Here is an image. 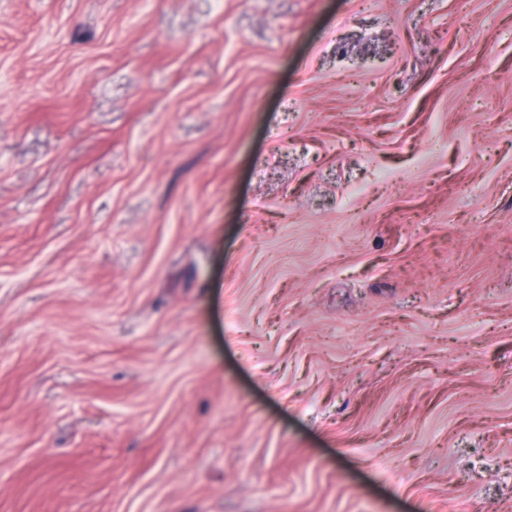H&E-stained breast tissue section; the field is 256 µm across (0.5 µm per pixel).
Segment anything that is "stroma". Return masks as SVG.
Segmentation results:
<instances>
[{
	"mask_svg": "<svg viewBox=\"0 0 512 512\" xmlns=\"http://www.w3.org/2000/svg\"><path fill=\"white\" fill-rule=\"evenodd\" d=\"M0 512H512V0H0Z\"/></svg>",
	"mask_w": 512,
	"mask_h": 512,
	"instance_id": "stroma-1",
	"label": "stroma"
}]
</instances>
